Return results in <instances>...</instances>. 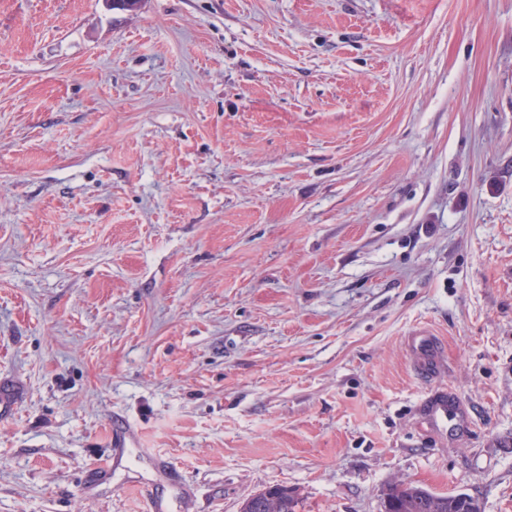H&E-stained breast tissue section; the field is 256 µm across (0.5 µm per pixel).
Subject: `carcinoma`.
Here are the masks:
<instances>
[{
    "label": "carcinoma",
    "instance_id": "cac0c4a2",
    "mask_svg": "<svg viewBox=\"0 0 512 512\" xmlns=\"http://www.w3.org/2000/svg\"><path fill=\"white\" fill-rule=\"evenodd\" d=\"M261 504L250 496L241 512H297L295 492L274 486L258 492ZM385 512H480L477 500L465 493L442 495L403 482L388 486L384 493Z\"/></svg>",
    "mask_w": 512,
    "mask_h": 512
}]
</instances>
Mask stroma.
Masks as SVG:
<instances>
[{"label":"stroma","mask_w":512,"mask_h":512,"mask_svg":"<svg viewBox=\"0 0 512 512\" xmlns=\"http://www.w3.org/2000/svg\"><path fill=\"white\" fill-rule=\"evenodd\" d=\"M394 482L512 512V0H0V512ZM405 345L416 375L423 382H434L445 368L441 338L426 327H418L407 335Z\"/></svg>","instance_id":"stroma-1"}]
</instances>
